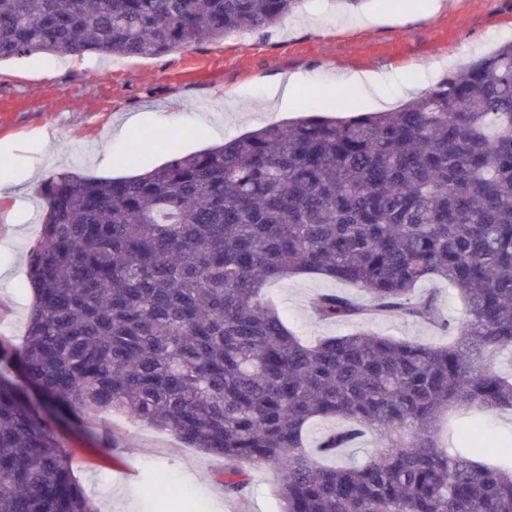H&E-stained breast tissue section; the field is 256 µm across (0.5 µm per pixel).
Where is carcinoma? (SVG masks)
Listing matches in <instances>:
<instances>
[{"mask_svg": "<svg viewBox=\"0 0 512 512\" xmlns=\"http://www.w3.org/2000/svg\"><path fill=\"white\" fill-rule=\"evenodd\" d=\"M304 0H0V61L32 54L157 57L265 30ZM136 175L50 174L27 252L32 304L0 336V512H98L73 452L31 405L35 389L83 428L112 412L240 463L273 462L280 512H512V457L483 419L512 412V42L392 112L286 122L184 152ZM300 274L316 318L354 323L308 342L264 290ZM427 280L462 301L446 318ZM397 314L438 325L430 345L362 328ZM20 377L25 385L15 378ZM340 419L324 454L365 435L363 464L322 466L315 420Z\"/></svg>", "mask_w": 512, "mask_h": 512, "instance_id": "1", "label": "carcinoma"}]
</instances>
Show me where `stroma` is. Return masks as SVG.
Segmentation results:
<instances>
[{
    "label": "stroma",
    "mask_w": 512,
    "mask_h": 512,
    "mask_svg": "<svg viewBox=\"0 0 512 512\" xmlns=\"http://www.w3.org/2000/svg\"><path fill=\"white\" fill-rule=\"evenodd\" d=\"M512 40V0H364L356 7L336 0H305L300 10L267 31H246L219 42H203L155 58L88 54H34L0 63V171L14 186L0 191V333L21 341L31 302L25 289V256L36 241L41 219L39 186L49 174L75 170L112 177L144 172L168 160L162 144L181 138L185 152L204 149L245 131L286 120L276 108L256 110L277 80L298 75L301 108L347 116L369 112L364 91L349 94L352 77L378 73L377 92L395 108L423 94L470 58ZM139 114L154 141L118 138L115 127ZM138 148V165L121 158ZM333 290L361 298L360 290L318 276L303 275L272 285L268 294L290 327L304 338L351 332L343 323L317 320L311 298ZM383 336L427 344L447 342L442 328L387 315L370 323ZM74 454L81 485L112 512H278L273 495L275 465H245L251 492L226 496L215 475L221 457L184 447L170 432L122 413L85 431L57 423ZM110 429L117 443L111 456L99 454L97 438ZM173 491L156 498V474Z\"/></svg>",
    "instance_id": "obj_1"
}]
</instances>
